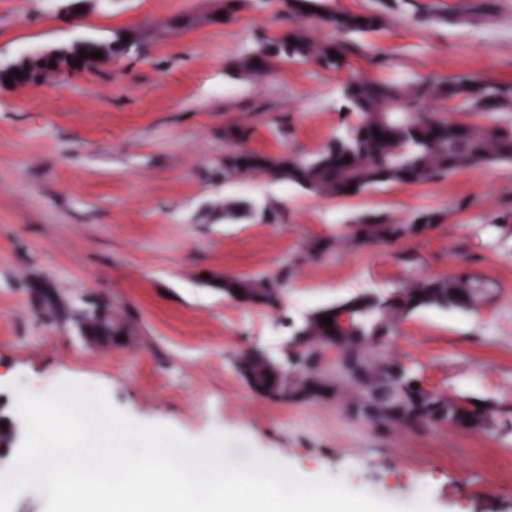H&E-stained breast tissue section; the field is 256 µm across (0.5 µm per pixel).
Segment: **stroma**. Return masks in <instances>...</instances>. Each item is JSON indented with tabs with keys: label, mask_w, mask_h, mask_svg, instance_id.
Listing matches in <instances>:
<instances>
[{
	"label": "stroma",
	"mask_w": 512,
	"mask_h": 512,
	"mask_svg": "<svg viewBox=\"0 0 512 512\" xmlns=\"http://www.w3.org/2000/svg\"><path fill=\"white\" fill-rule=\"evenodd\" d=\"M378 11L380 30L357 39L346 69L273 61L261 84L230 79L229 61L259 36L290 27L279 0H251L221 25L186 17L218 0H109L68 20L47 0H0V59L76 38L139 35L137 50L24 93L0 86V395L41 396L68 380L104 387L135 421L191 439L230 434L234 464L254 454L309 479L434 512H512V164L477 165L422 185H383L323 199L274 180L228 186L220 175L236 142L224 129L252 115L245 147L307 155L354 123L340 89L353 75L446 78L470 73L512 83V0H333ZM181 22L166 36L153 21ZM234 196L274 209L275 223L225 222ZM443 220L424 234L356 254L306 257L314 236L364 214ZM304 260L277 308L244 305L200 275H272ZM460 267L487 282L480 313L425 311L397 341L425 382L498 403L489 431L444 428L392 440L332 404L275 403L252 392L235 363L276 353L305 313L359 292ZM76 308L122 303L136 346L111 353L81 336L41 292Z\"/></svg>",
	"instance_id": "35a3bbf8"
}]
</instances>
